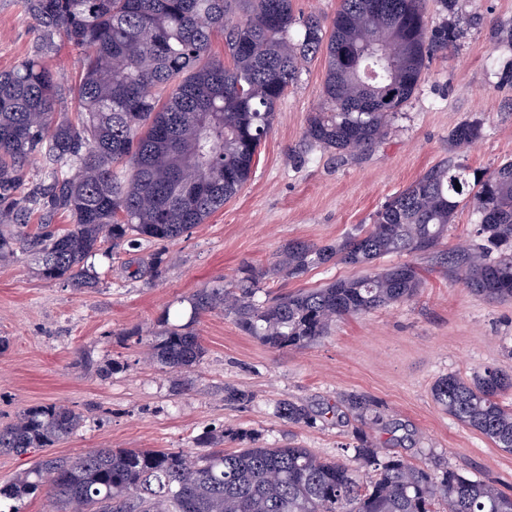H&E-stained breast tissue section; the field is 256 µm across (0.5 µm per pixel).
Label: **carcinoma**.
Returning <instances> with one entry per match:
<instances>
[{
	"mask_svg": "<svg viewBox=\"0 0 512 512\" xmlns=\"http://www.w3.org/2000/svg\"><path fill=\"white\" fill-rule=\"evenodd\" d=\"M41 37V54L0 73V260L16 246L37 274L91 288V259L122 246L180 239L232 199L248 181L277 103L299 77L300 63L326 58L322 104L305 139L340 156L364 152L386 135L418 89L430 60L458 38L428 20L423 0H341L329 25L296 15L293 0H24ZM224 33L231 65L211 54ZM84 55L74 89L78 108L59 110V86L46 57L58 43ZM481 123L465 121L452 141L469 145ZM42 159L38 191L24 192L27 168ZM476 216L478 243L439 250L462 207ZM61 213L27 232L31 215ZM438 253L455 280L488 299L512 298V159L470 177L440 164L388 199L373 222L336 244L290 242L269 273L297 279L310 269H360L318 288L265 294L263 273L246 265L229 288H202L189 315L165 310L148 343L168 370H189L205 349L194 325L220 309L244 334L272 348H303L336 320L413 299L422 286L415 263L371 271L388 255ZM165 253L140 270L158 276ZM512 374L487 367L469 379L446 375L435 403L496 447L512 452ZM359 426L345 463L308 448H269L253 433L228 428L206 435L208 452L191 461L169 449L94 448L76 457L45 454L0 484V512L45 493L54 512H512V495L485 479L435 461L385 456L370 429L382 405L358 393L342 399ZM277 413L313 426L335 413L282 402ZM81 416L56 403L27 408L0 427V452L50 448L77 431ZM245 448L226 453L224 440Z\"/></svg>",
	"mask_w": 512,
	"mask_h": 512,
	"instance_id": "1",
	"label": "carcinoma"
}]
</instances>
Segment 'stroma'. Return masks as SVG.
I'll return each instance as SVG.
<instances>
[{
  "label": "stroma",
  "mask_w": 512,
  "mask_h": 512,
  "mask_svg": "<svg viewBox=\"0 0 512 512\" xmlns=\"http://www.w3.org/2000/svg\"><path fill=\"white\" fill-rule=\"evenodd\" d=\"M424 6L461 36L430 61L415 95L372 149L339 159L307 145L304 131L326 72L319 54L279 101L251 179L206 223L167 244L159 277L132 275L156 250L147 242L111 261L96 257L93 288L41 279L22 250L1 261L0 336L9 343L0 351V426L30 406L58 403L82 416L78 430L52 448L62 457L94 448L198 456V438L243 428L266 445L296 442L342 462L352 416L299 428L280 419L276 407L289 400L318 411L362 393L385 410L373 433L379 447L415 464L435 456L512 494V452L442 412L431 396L434 382L448 374L512 372V300L475 295L443 275L434 256L416 259L423 286L415 299L338 320L302 349L269 348L215 310L195 325L203 360L177 373L150 361L147 345L132 335H151L169 304L199 289L231 286L242 265L266 268L290 241L331 244L372 223L388 198L435 165L448 161L482 174L512 158V0H458L448 15L438 0ZM40 51L22 0H0V72ZM50 63L60 107L73 111L83 55L63 44ZM465 120L480 121L483 135L452 146L449 135ZM228 386L247 391L249 401L225 404Z\"/></svg>",
  "instance_id": "35a3bbf8"
}]
</instances>
